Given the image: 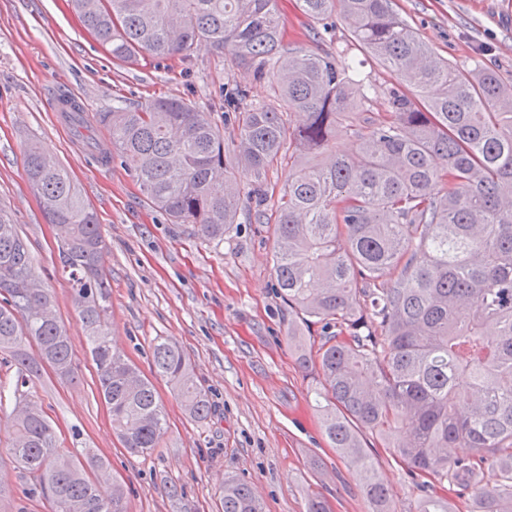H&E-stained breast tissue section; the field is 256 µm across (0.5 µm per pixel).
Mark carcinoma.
<instances>
[{
  "mask_svg": "<svg viewBox=\"0 0 512 512\" xmlns=\"http://www.w3.org/2000/svg\"><path fill=\"white\" fill-rule=\"evenodd\" d=\"M303 15H339L350 36L389 68L386 112L372 111L363 82L336 58L287 46L278 0H71L84 27L121 61L188 58L205 42L269 85L263 101L237 85L224 93V134L184 98L96 113L109 134L96 158L116 157L174 224L224 239L243 175L258 216L276 225L274 274L288 306V337L318 375L315 407L332 447L358 472L371 512H390V492L363 446L370 432L418 478L470 492L477 512H512V82L435 63L391 0H298ZM359 96L360 110L347 102ZM293 111L285 118L281 107ZM340 133L352 155L329 150ZM294 146L283 155L285 145ZM288 159V183L266 207L267 174ZM25 175L55 227L58 259L89 336L98 390L126 451L149 456L167 428L152 384L117 350L109 322L100 225L68 169L37 143ZM17 225L0 212V350L21 383L50 368L74 373L69 336ZM321 325L305 345L300 324ZM189 415L210 414L208 392L185 354L152 347ZM10 448L32 495L53 512H127L124 489L101 492L104 466L88 473L59 453L52 421L13 392ZM463 446L465 456L444 450ZM500 472L484 488L483 465ZM222 512H263L245 481H224Z\"/></svg>",
  "mask_w": 512,
  "mask_h": 512,
  "instance_id": "1",
  "label": "carcinoma"
}]
</instances>
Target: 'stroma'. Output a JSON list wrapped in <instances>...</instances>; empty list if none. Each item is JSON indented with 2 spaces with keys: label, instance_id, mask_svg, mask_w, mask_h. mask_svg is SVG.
Wrapping results in <instances>:
<instances>
[{
  "label": "stroma",
  "instance_id": "35a3bbf8",
  "mask_svg": "<svg viewBox=\"0 0 512 512\" xmlns=\"http://www.w3.org/2000/svg\"><path fill=\"white\" fill-rule=\"evenodd\" d=\"M392 8L435 55L460 66L482 62L512 82V0H392ZM286 43L352 62L377 89L374 111L393 72L352 41L344 23L321 35L297 0H280ZM247 86L268 96L230 55L199 44L190 58H112L83 26L69 0H0V210L27 239L36 272L55 296V314L70 337L73 378L54 373L27 391L58 428V447L93 453L124 487L129 512H219L226 477L248 482L264 512H305L322 495L332 512H369L350 460L328 443L314 409L311 378L288 344V310L275 286V227L259 223L242 197L236 224L217 242L173 224L141 193L120 161L92 159L86 139L61 119L54 102L74 97L88 115L158 97H184L223 124L224 88ZM38 142L70 171L97 215L107 248L110 325L119 349L148 378L167 413V430L147 457L130 456L112 430L97 389L85 326L55 249V231L24 173V149ZM176 343L211 397L209 417L185 411L153 369L156 337ZM18 366L0 352V512H51L27 494L28 478L8 448L15 436L12 393ZM380 481L392 489L394 512H417L428 495L449 512H473L470 493L437 484L423 488L365 436Z\"/></svg>",
  "mask_w": 512,
  "mask_h": 512
}]
</instances>
